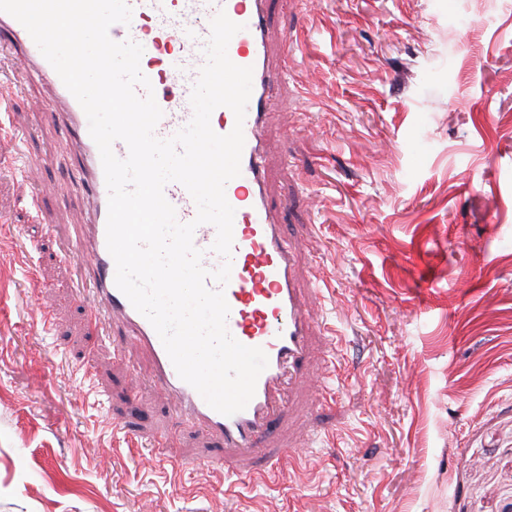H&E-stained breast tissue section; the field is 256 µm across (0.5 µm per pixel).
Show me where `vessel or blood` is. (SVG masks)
<instances>
[{"label": "vessel or blood", "mask_w": 512, "mask_h": 512, "mask_svg": "<svg viewBox=\"0 0 512 512\" xmlns=\"http://www.w3.org/2000/svg\"><path fill=\"white\" fill-rule=\"evenodd\" d=\"M132 10L129 24L111 26L109 36L122 42L133 40L144 51L163 53V70L143 67L150 87H137L138 95L153 91L163 115L156 126L158 138L166 139L185 127L193 116L190 94L205 63L203 49L210 36V21L225 12L242 29L230 40V60L252 67V92L243 126L244 147L240 176L229 181L225 196L234 208L232 270L224 293L230 307L227 328L248 347H259L268 358L255 394L246 408L225 416L211 408L201 395L177 374L164 345L151 325L118 289L115 262L108 251L106 225L108 188L99 150L89 134L87 117L60 76L43 57L26 28L11 15L0 12V31L7 33L6 49L13 72L19 76L37 73L54 89L60 103L53 114L63 132L61 154L78 151L77 177L73 187L87 197V218L71 237L74 250L88 253L85 276L91 288L80 299L86 321L100 330L112 319L125 325V342L144 348L150 357L151 380L174 403L177 413L196 424L207 436L223 441L253 457L263 456L268 466H277L288 449L270 454L266 438L286 410L283 393L302 381L308 353L311 323L307 302L296 279L297 252L275 219L269 204L263 130L273 98L294 53L290 38H282L278 51L269 45L268 0H126ZM164 16L161 26L149 29L145 17ZM167 201L180 222L197 214L187 189L177 182L164 188ZM217 231L202 224L194 232V244L202 250V264L214 270L223 263L213 252Z\"/></svg>", "instance_id": "1"}]
</instances>
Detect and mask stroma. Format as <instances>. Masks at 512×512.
Returning <instances> with one entry per match:
<instances>
[{
  "mask_svg": "<svg viewBox=\"0 0 512 512\" xmlns=\"http://www.w3.org/2000/svg\"><path fill=\"white\" fill-rule=\"evenodd\" d=\"M296 26L265 135L272 207L319 289L268 438L290 456L269 472L183 422L140 348L114 360L120 320L89 332L64 231L87 201L30 75L0 132V512H512V0H272L271 46ZM216 454L226 469L185 468Z\"/></svg>",
  "mask_w": 512,
  "mask_h": 512,
  "instance_id": "35a3bbf8",
  "label": "stroma"
}]
</instances>
